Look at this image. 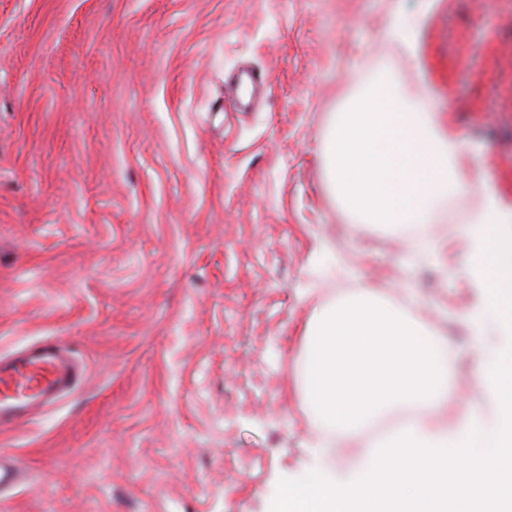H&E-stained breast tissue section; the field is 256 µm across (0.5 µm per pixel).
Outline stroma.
Listing matches in <instances>:
<instances>
[{
	"label": "stroma",
	"instance_id": "35a3bbf8",
	"mask_svg": "<svg viewBox=\"0 0 512 512\" xmlns=\"http://www.w3.org/2000/svg\"><path fill=\"white\" fill-rule=\"evenodd\" d=\"M423 0H0V358L57 343L81 368L0 427L24 478L0 512H268L310 469L317 302L365 286L442 330L475 407L464 227L358 222L322 141L387 66L483 158L512 217V0H431L414 53L384 21ZM268 75L257 100L238 87Z\"/></svg>",
	"mask_w": 512,
	"mask_h": 512
}]
</instances>
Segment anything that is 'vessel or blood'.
Returning a JSON list of instances; mask_svg holds the SVG:
<instances>
[{"label": "vessel or blood", "mask_w": 512, "mask_h": 512, "mask_svg": "<svg viewBox=\"0 0 512 512\" xmlns=\"http://www.w3.org/2000/svg\"><path fill=\"white\" fill-rule=\"evenodd\" d=\"M77 376L70 359L44 347L0 363V424L17 421L33 406L52 403L73 388Z\"/></svg>", "instance_id": "obj_1"}]
</instances>
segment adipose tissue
Instances as JSON below:
<instances>
[{"instance_id":"1","label":"adipose tissue","mask_w":512,"mask_h":512,"mask_svg":"<svg viewBox=\"0 0 512 512\" xmlns=\"http://www.w3.org/2000/svg\"><path fill=\"white\" fill-rule=\"evenodd\" d=\"M459 153L431 102L385 70L328 132L322 159L330 191L364 222L430 224L437 203L462 186Z\"/></svg>"}]
</instances>
